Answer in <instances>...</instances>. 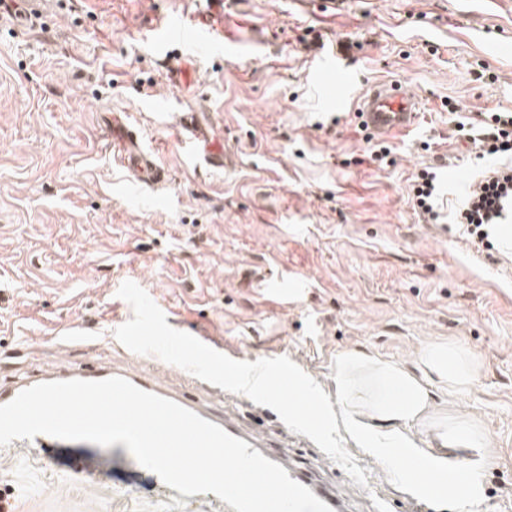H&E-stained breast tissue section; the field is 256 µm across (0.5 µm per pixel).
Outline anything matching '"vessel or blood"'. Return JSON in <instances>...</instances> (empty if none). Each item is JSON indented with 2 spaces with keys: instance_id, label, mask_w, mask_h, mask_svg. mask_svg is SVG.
Here are the masks:
<instances>
[{
  "instance_id": "b4317fda",
  "label": "vessel or blood",
  "mask_w": 512,
  "mask_h": 512,
  "mask_svg": "<svg viewBox=\"0 0 512 512\" xmlns=\"http://www.w3.org/2000/svg\"><path fill=\"white\" fill-rule=\"evenodd\" d=\"M419 101L402 86L392 82L375 84L363 91L356 105V116L369 132L389 137L411 129ZM104 126L117 151L113 158L137 183L151 186L166 181L168 173L154 153L134 137L123 113H110ZM181 133L193 152L214 166H223L224 151L208 128L194 118H183ZM121 377L141 390L172 400L200 417L221 426L230 435L247 442L251 449L281 465L290 478L309 488L333 512H354L343 486L326 481L321 473L325 463L304 469L287 455L272 451L269 436L245 422L234 404L225 402L224 391L192 374L180 381L146 367H129L95 358L67 361L59 366L32 371H16L0 378V405L11 402L20 392L37 384L73 379L104 380ZM61 442L47 435L15 440L0 448V512H102L112 499V487L102 476L99 458L92 454L74 458L67 468H56L51 449ZM53 480H46V473Z\"/></svg>"
}]
</instances>
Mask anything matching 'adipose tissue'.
I'll return each instance as SVG.
<instances>
[{"instance_id": "ef3b65f1", "label": "adipose tissue", "mask_w": 512, "mask_h": 512, "mask_svg": "<svg viewBox=\"0 0 512 512\" xmlns=\"http://www.w3.org/2000/svg\"><path fill=\"white\" fill-rule=\"evenodd\" d=\"M473 372L472 356L450 344H427L412 371L378 356L343 352L336 363V424L374 455L418 459L402 428L431 420V379L457 389L471 382Z\"/></svg>"}]
</instances>
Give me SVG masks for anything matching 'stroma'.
I'll return each instance as SVG.
<instances>
[{
	"mask_svg": "<svg viewBox=\"0 0 512 512\" xmlns=\"http://www.w3.org/2000/svg\"><path fill=\"white\" fill-rule=\"evenodd\" d=\"M0 13V367L27 342L53 360L64 337L86 345L133 317L132 281L168 325L253 362L289 357L336 395V359L358 350L415 369L441 342L471 352L477 375L448 393L432 381L433 424L417 447L448 461L435 424L466 420L491 440L470 449L469 510L445 481L432 512H512V247L479 249L455 222L485 165L454 123L512 109V0H23ZM211 13L197 50L157 39ZM351 43L341 53L340 43ZM343 57L353 92L399 83L420 102L378 166L353 106L314 74ZM193 81L171 86L172 68ZM123 112L169 173L136 185L98 124ZM197 113L224 164L193 160L180 120ZM454 173L415 205L424 167ZM372 500L414 512L412 477L352 439ZM111 512H150L155 474L123 454Z\"/></svg>",
	"mask_w": 512,
	"mask_h": 512,
	"instance_id": "obj_1",
	"label": "stroma"
}]
</instances>
